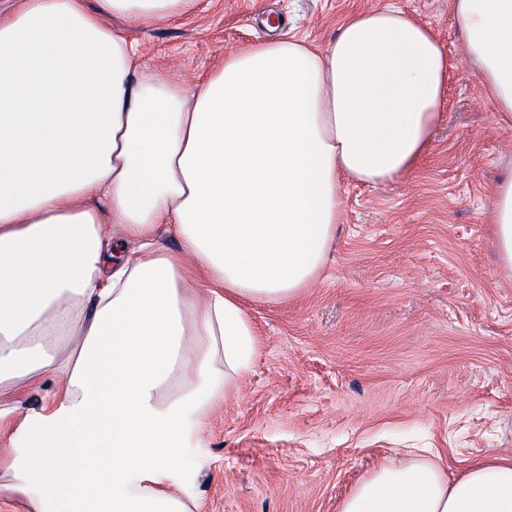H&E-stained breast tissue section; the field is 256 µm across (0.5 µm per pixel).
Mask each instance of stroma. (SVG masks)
I'll return each mask as SVG.
<instances>
[{
	"label": "stroma",
	"instance_id": "stroma-1",
	"mask_svg": "<svg viewBox=\"0 0 512 512\" xmlns=\"http://www.w3.org/2000/svg\"><path fill=\"white\" fill-rule=\"evenodd\" d=\"M386 7L446 53L443 119L402 179L345 186L315 282L255 306L259 356L180 453L203 512H340L386 462L437 453L453 475L512 455V278L491 224L512 130L493 121L448 0H201L128 29L147 68L190 86L236 47L277 34L323 46L351 15Z\"/></svg>",
	"mask_w": 512,
	"mask_h": 512
}]
</instances>
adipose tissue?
<instances>
[{"label":"adipose tissue","mask_w":512,"mask_h":512,"mask_svg":"<svg viewBox=\"0 0 512 512\" xmlns=\"http://www.w3.org/2000/svg\"><path fill=\"white\" fill-rule=\"evenodd\" d=\"M197 4L23 0L0 18V495L25 512H199L169 473L257 358L253 305L315 281L343 187L410 172L443 117L448 59L390 7L323 47L234 49L191 88L140 69L127 23ZM451 8L511 130L512 0ZM493 211L512 277V177ZM48 375V405L12 402ZM340 512H512V457L383 466Z\"/></svg>","instance_id":"1"}]
</instances>
